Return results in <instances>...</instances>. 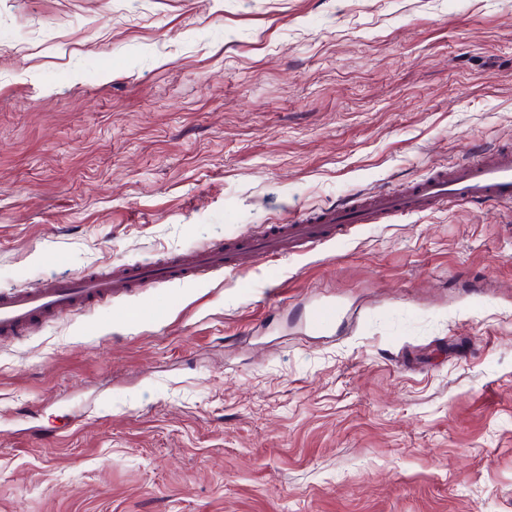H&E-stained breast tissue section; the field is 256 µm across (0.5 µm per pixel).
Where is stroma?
<instances>
[{"instance_id": "obj_1", "label": "stroma", "mask_w": 512, "mask_h": 512, "mask_svg": "<svg viewBox=\"0 0 512 512\" xmlns=\"http://www.w3.org/2000/svg\"><path fill=\"white\" fill-rule=\"evenodd\" d=\"M500 148L512 0H0V289ZM0 512H512V207L0 341Z\"/></svg>"}]
</instances>
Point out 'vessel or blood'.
<instances>
[{
    "instance_id": "1",
    "label": "vessel or blood",
    "mask_w": 512,
    "mask_h": 512,
    "mask_svg": "<svg viewBox=\"0 0 512 512\" xmlns=\"http://www.w3.org/2000/svg\"><path fill=\"white\" fill-rule=\"evenodd\" d=\"M458 203L511 204L512 151L483 155L433 170L393 189L353 194L311 216L289 215L259 235L232 238L225 246L197 248L151 263L95 269L73 277H54L0 289V339L28 334L74 311L129 295L155 284L199 279L227 270L243 272L259 259L308 252L335 240L351 224H382L404 215H421Z\"/></svg>"
}]
</instances>
